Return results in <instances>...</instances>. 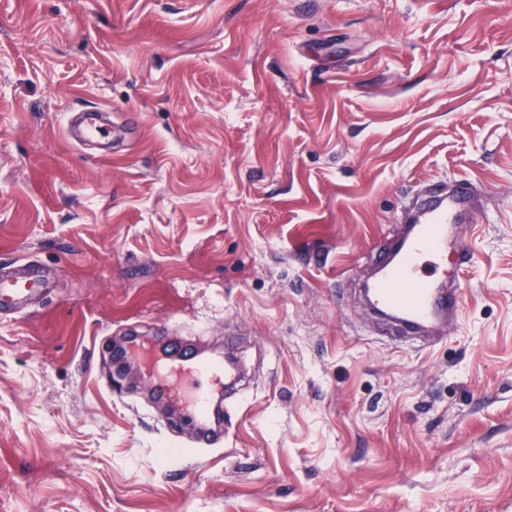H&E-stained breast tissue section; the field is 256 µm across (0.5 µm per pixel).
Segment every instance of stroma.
Returning a JSON list of instances; mask_svg holds the SVG:
<instances>
[{
	"mask_svg": "<svg viewBox=\"0 0 512 512\" xmlns=\"http://www.w3.org/2000/svg\"><path fill=\"white\" fill-rule=\"evenodd\" d=\"M81 111L130 123L109 156ZM468 179L440 338L362 286ZM0 512H512V0H0ZM244 369L224 437L128 329ZM47 275L39 264H28L19 275L0 274V313L19 312L26 308L37 288H45Z\"/></svg>",
	"mask_w": 512,
	"mask_h": 512,
	"instance_id": "1",
	"label": "stroma"
}]
</instances>
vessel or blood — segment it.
I'll return each mask as SVG.
<instances>
[{
    "label": "vessel or blood",
    "mask_w": 512,
    "mask_h": 512,
    "mask_svg": "<svg viewBox=\"0 0 512 512\" xmlns=\"http://www.w3.org/2000/svg\"><path fill=\"white\" fill-rule=\"evenodd\" d=\"M478 206L473 183L455 182L453 191L429 187L418 202V216L399 248L385 254L370 289L373 305L416 329L436 331L456 320L461 311L462 291L445 278L424 274L423 266L435 268L454 263L461 268L474 264L472 252L458 244L459 228L468 223ZM44 267L32 263L21 274L0 275V313L26 308L36 289L45 287ZM169 365L186 369L197 377L220 378L225 392L235 384L223 362H203L185 353L171 354Z\"/></svg>",
    "instance_id": "b4317fda"
}]
</instances>
